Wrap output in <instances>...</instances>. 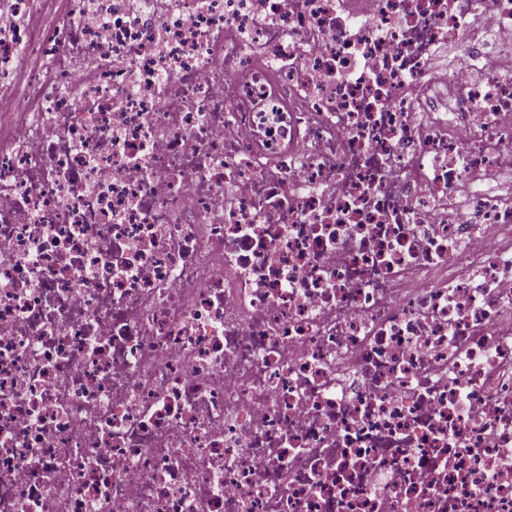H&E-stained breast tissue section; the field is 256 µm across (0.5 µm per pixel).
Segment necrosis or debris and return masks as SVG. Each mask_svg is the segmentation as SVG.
<instances>
[{"label": "necrosis or debris", "mask_w": 512, "mask_h": 512, "mask_svg": "<svg viewBox=\"0 0 512 512\" xmlns=\"http://www.w3.org/2000/svg\"><path fill=\"white\" fill-rule=\"evenodd\" d=\"M0 512H512V0H5Z\"/></svg>", "instance_id": "1"}]
</instances>
